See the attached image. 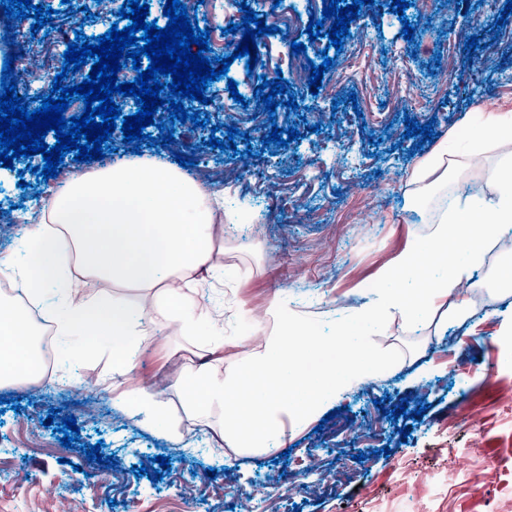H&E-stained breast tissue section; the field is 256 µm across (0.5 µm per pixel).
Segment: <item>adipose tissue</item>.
<instances>
[{"label":"adipose tissue","instance_id":"1","mask_svg":"<svg viewBox=\"0 0 512 512\" xmlns=\"http://www.w3.org/2000/svg\"><path fill=\"white\" fill-rule=\"evenodd\" d=\"M492 176L496 195L479 213L457 202L441 213L429 243H410L386 269L385 279L418 282V291L393 288L375 295L357 309L354 324L338 325L330 337L310 328L291 312L287 297L278 296L270 311L276 322L270 349L243 351L242 364L233 368L203 359L180 373L175 383L187 406L202 417L222 408L233 436L255 446L282 434L287 422L314 418L346 388L369 381L378 359L358 343L362 325L381 321L393 309L409 316L435 310L439 299L472 276L462 253L512 234V162ZM476 220L484 225L478 233L472 229ZM213 223L209 194L173 168L117 163L70 184L48 223L24 225L25 257L0 254V269L27 284V296H38L58 339L112 347V384L118 387L138 367L132 340L142 335L145 321L160 318L184 332L212 322L181 281L211 267ZM64 241L97 279L139 288L140 299L130 304L108 294L78 298L79 280L60 266ZM436 266L447 268L445 278L430 279ZM37 366L34 329L13 303L1 301L0 383L24 380Z\"/></svg>","mask_w":512,"mask_h":512}]
</instances>
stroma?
Segmentation results:
<instances>
[{
  "label": "stroma",
  "mask_w": 512,
  "mask_h": 512,
  "mask_svg": "<svg viewBox=\"0 0 512 512\" xmlns=\"http://www.w3.org/2000/svg\"><path fill=\"white\" fill-rule=\"evenodd\" d=\"M32 2L54 9L53 23L65 37L78 29L96 37L118 20L113 10L87 18L82 0ZM307 2L295 0L300 24L291 27L283 7L265 0L259 16L279 32L259 38L266 52L258 70L248 72L246 58L235 59L226 77L209 85L210 104L190 103L207 116V127L176 125L172 146L140 150V161L166 165L193 155L208 169L203 190L224 195L226 217L213 224L216 270L203 294L206 305L224 307L221 355L228 367L241 353L240 311L265 322L249 343L259 353L274 329L267 311L283 289L292 311L332 334L336 324L354 322L352 310L364 297L387 289L381 273L410 242L428 240L437 209L415 169L433 146L405 138V117L432 123L441 139L474 140L475 113L512 114V14L505 27L495 25L506 0H469L465 11L413 0L401 16L363 14L350 23L339 51L328 49L327 38H309ZM407 23L415 29L410 41L402 34ZM467 35L482 36L484 48L465 53ZM295 42L305 43L314 64L334 60L318 94L282 65ZM278 75L288 80V94L302 98L304 111L283 105L272 116L258 111L254 90ZM231 80L249 101L233 117L215 107ZM352 93L356 106L342 105ZM230 126L249 134V143L208 147L210 136L226 140ZM275 126L301 134L289 143L284 165L277 145H262ZM248 147L253 156L245 155ZM485 154L479 169L465 157L450 159L455 199L475 175L484 182V198L494 197L490 172L512 160V141L495 142ZM42 163L37 154L0 167V187L14 204L11 223L0 226V252L14 248L23 215L49 211L59 186L96 170L70 161L46 180L35 172ZM22 180L27 188H19ZM484 249L487 260L462 296L413 319L391 311L364 337L363 349L390 354L392 362L336 400L323 428L298 423L257 448L230 439L219 449L207 443L206 434L224 431L223 410L196 417L173 382L209 346L161 320L140 347L128 387L163 390L166 416L178 422L183 442L171 441L121 401L106 402L108 416L92 421L85 396L57 400L62 386L54 376L0 385V397L21 402L20 410L0 413V512H53L45 496L52 484L77 512H231L243 498L258 512H512V291L497 281L499 267L512 260V237L488 241ZM461 301L471 313L464 322L449 317ZM401 405L426 413L416 422L388 420L386 410ZM52 408L76 419L80 433L71 447L43 425ZM93 444L113 465L88 461L85 449ZM158 455L170 459L162 480L135 474L141 464L155 469ZM296 465L299 475L287 478ZM210 468L216 477L207 476ZM20 470L28 480L19 489L12 477ZM280 473L285 481L272 486Z\"/></svg>",
  "instance_id": "1"
}]
</instances>
